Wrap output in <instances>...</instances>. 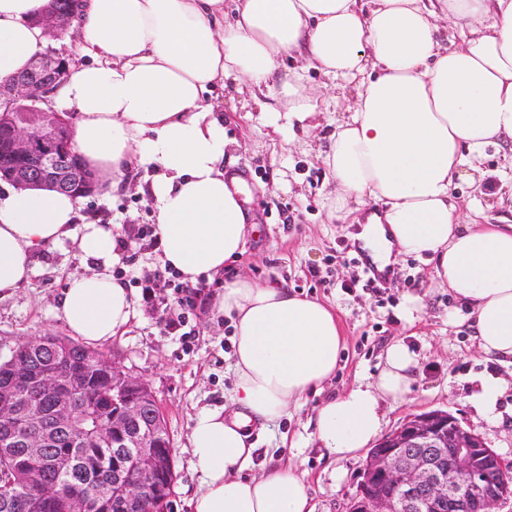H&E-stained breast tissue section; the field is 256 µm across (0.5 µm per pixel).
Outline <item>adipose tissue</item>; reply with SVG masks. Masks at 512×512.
Segmentation results:
<instances>
[{
    "instance_id": "obj_1",
    "label": "adipose tissue",
    "mask_w": 512,
    "mask_h": 512,
    "mask_svg": "<svg viewBox=\"0 0 512 512\" xmlns=\"http://www.w3.org/2000/svg\"><path fill=\"white\" fill-rule=\"evenodd\" d=\"M49 0H0V80L25 70L44 44L37 18ZM450 20L463 35L439 38ZM75 26L81 64L50 95L79 116L74 149L110 188L133 164L156 174L162 266L184 281L220 273L242 255L248 215L234 141L207 98L224 80L277 99L273 129L313 133L330 106L305 85L316 70L354 84L350 115L321 161L336 183L332 213L350 201L383 205L361 238L380 266L393 256L433 262V278L469 309L458 325L479 351L512 364V224L460 223L450 188L490 146L512 143V0H83ZM304 70L280 75L286 57ZM119 227L79 222L74 197L43 187L0 192V290L27 282L33 257L74 237L99 271L73 278L58 316L89 345L111 342L135 314L132 293L106 274ZM220 308L234 325L230 412L200 411L190 453L200 470L192 512H314L296 466L253 474L254 429L321 393L343 337L333 311L287 284L224 283ZM414 354L385 352L377 377L325 399L316 436L347 457L377 439L382 402L410 391Z\"/></svg>"
}]
</instances>
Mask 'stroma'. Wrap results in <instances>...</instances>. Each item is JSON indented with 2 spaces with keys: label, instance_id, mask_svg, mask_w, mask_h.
Listing matches in <instances>:
<instances>
[{
  "label": "stroma",
  "instance_id": "obj_1",
  "mask_svg": "<svg viewBox=\"0 0 512 512\" xmlns=\"http://www.w3.org/2000/svg\"><path fill=\"white\" fill-rule=\"evenodd\" d=\"M308 85L332 99L321 116L320 138L289 139L287 132L266 126L259 102L239 94L234 82L216 88L209 102L225 119L229 136L237 139L233 169L242 175L245 207L251 225L247 250L224 269V279L244 276L260 284L286 281L293 292L316 299L336 311L344 332L339 364L323 395H306L292 403L288 414L258 439L256 467L295 463L306 475L307 492L315 512H345L360 480L365 453L349 458L327 455L315 436V411L322 397L339 395L369 382L380 370L386 347L404 341L417 364L409 394L384 404V431H391L409 414L443 409L479 433L503 458L512 460V365L488 360L477 349L468 329L448 322L452 312H465L447 289L431 279L422 260L399 258L392 274L377 287H366L368 254L353 235L356 225L343 215H330L329 197L336 185L317 153L326 137L346 120L353 86L328 80L317 71L306 75ZM489 176L480 181L455 182L451 197L460 222L480 209L481 222L495 223L512 210L503 200L511 192L512 153L488 147L481 161ZM152 170L132 168L110 196L80 199L82 214L130 231L155 221L154 209L142 190ZM84 260L76 240L67 239L39 253L29 280L0 291V355L16 342L45 335L67 336L57 314L64 288L76 276L98 271ZM136 296L135 316L122 335L102 350L149 384L174 448V484L169 512H190L198 488L199 469L189 452L195 416L204 409L229 407L234 386L233 336L228 318L218 311L221 289H214L204 309L190 313L192 335L181 338L165 331L178 314L174 290L155 305ZM421 298L415 322H407L408 300ZM503 380L506 390L495 412H481L473 402L481 377Z\"/></svg>",
  "mask_w": 512,
  "mask_h": 512
}]
</instances>
